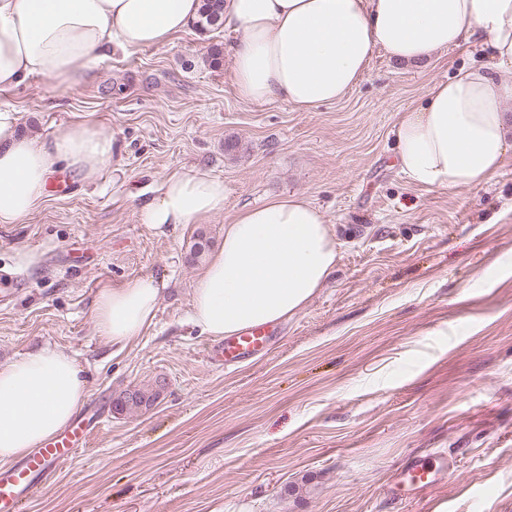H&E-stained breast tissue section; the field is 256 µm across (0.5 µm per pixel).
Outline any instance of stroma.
Listing matches in <instances>:
<instances>
[{
    "mask_svg": "<svg viewBox=\"0 0 512 512\" xmlns=\"http://www.w3.org/2000/svg\"><path fill=\"white\" fill-rule=\"evenodd\" d=\"M229 32L187 28L165 47L113 53L84 80L0 92L22 128L83 122L115 134L117 168L64 171L22 224H0V362L50 344L83 368L86 448L22 512H512V155L478 186L410 184L394 158L400 112L477 61L464 44L418 64L376 55L342 101L301 112L243 101ZM194 166L224 180V211L159 235L142 202ZM300 194L341 243L336 271L264 353L211 364L187 321L210 249L240 210ZM35 255L33 264L21 257ZM167 279L155 323L125 349L101 337L103 286ZM148 409L116 398L155 381ZM456 459L433 489L394 500L416 457Z\"/></svg>",
    "mask_w": 512,
    "mask_h": 512,
    "instance_id": "1",
    "label": "stroma"
}]
</instances>
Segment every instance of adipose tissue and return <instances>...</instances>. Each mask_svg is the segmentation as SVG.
Listing matches in <instances>:
<instances>
[{
    "instance_id": "obj_1",
    "label": "adipose tissue",
    "mask_w": 512,
    "mask_h": 512,
    "mask_svg": "<svg viewBox=\"0 0 512 512\" xmlns=\"http://www.w3.org/2000/svg\"><path fill=\"white\" fill-rule=\"evenodd\" d=\"M201 0H0V91L31 77L79 83L118 49L164 47L185 31ZM225 47L238 96L308 112L344 99L376 52L415 64L479 43L485 64L435 82L395 124V159L407 180L451 191L479 185L512 155V0H224ZM115 135L83 123L20 133L0 105V224L24 223L57 168L88 174L119 158ZM224 211V181L204 167L168 176L141 209L156 232ZM340 243L325 212L291 194L246 207L224 226L193 289L189 318L221 340L298 316L336 269ZM163 279L104 287L93 307L98 333L126 347L152 326ZM88 394L72 353L45 346L0 364V466L70 424Z\"/></svg>"
}]
</instances>
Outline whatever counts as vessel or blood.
I'll return each instance as SVG.
<instances>
[{
	"mask_svg": "<svg viewBox=\"0 0 512 512\" xmlns=\"http://www.w3.org/2000/svg\"><path fill=\"white\" fill-rule=\"evenodd\" d=\"M268 340L267 328H252L225 339L224 343L210 351L209 357L211 361L232 366L264 350ZM90 434L88 420H77L67 430L42 443L10 470L0 471V512H19L21 501L39 494L58 465L86 446ZM435 471V466L425 459H412L403 470V478L394 479V493H401L406 483L417 492L432 487Z\"/></svg>",
	"mask_w": 512,
	"mask_h": 512,
	"instance_id": "obj_1",
	"label": "vessel or blood"
}]
</instances>
